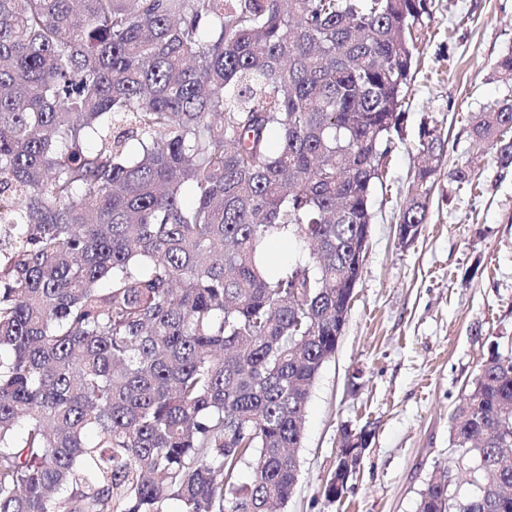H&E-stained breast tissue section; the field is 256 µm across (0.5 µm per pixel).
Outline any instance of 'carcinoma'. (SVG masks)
<instances>
[{
    "mask_svg": "<svg viewBox=\"0 0 512 512\" xmlns=\"http://www.w3.org/2000/svg\"><path fill=\"white\" fill-rule=\"evenodd\" d=\"M426 5L0 0V512L286 506ZM495 72L472 145L507 169L512 53ZM420 137L404 226L445 152ZM289 237L302 257L271 263ZM449 445L477 493L436 469L418 512H512V354ZM355 470L336 458L327 500Z\"/></svg>",
    "mask_w": 512,
    "mask_h": 512,
    "instance_id": "1",
    "label": "carcinoma"
}]
</instances>
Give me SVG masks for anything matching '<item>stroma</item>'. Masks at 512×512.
Listing matches in <instances>:
<instances>
[{
	"mask_svg": "<svg viewBox=\"0 0 512 512\" xmlns=\"http://www.w3.org/2000/svg\"><path fill=\"white\" fill-rule=\"evenodd\" d=\"M403 135L376 195L361 278L336 352L311 389L297 487L285 512H417L436 468L459 495L473 491L454 465L449 416L480 366L512 352V169L494 151L474 157L470 122L507 89L493 76L512 51V0H429L417 33ZM445 154L416 240L397 222L409 197L422 126ZM473 165L480 188L457 190L450 174ZM372 439L341 499L324 486L343 427Z\"/></svg>",
	"mask_w": 512,
	"mask_h": 512,
	"instance_id": "stroma-1",
	"label": "stroma"
}]
</instances>
